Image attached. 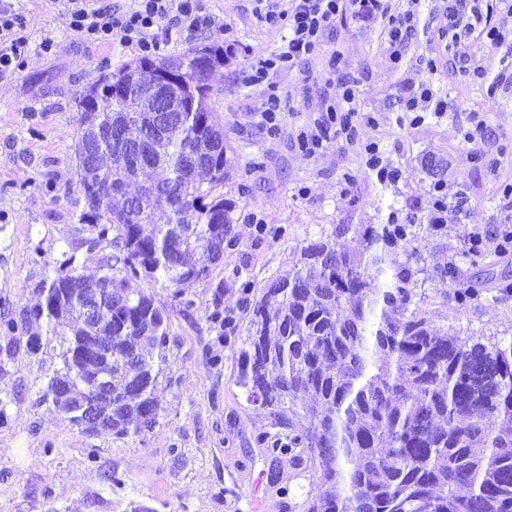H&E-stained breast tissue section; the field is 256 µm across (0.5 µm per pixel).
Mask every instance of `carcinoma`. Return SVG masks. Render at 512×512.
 Wrapping results in <instances>:
<instances>
[{"label":"carcinoma","mask_w":512,"mask_h":512,"mask_svg":"<svg viewBox=\"0 0 512 512\" xmlns=\"http://www.w3.org/2000/svg\"><path fill=\"white\" fill-rule=\"evenodd\" d=\"M147 65L180 78L184 112L144 141L152 116L132 77ZM222 66L224 49L200 43L179 58L140 59L104 75L121 93L91 85L79 97L75 206L93 236L67 244L37 285L38 303L0 331L12 338L31 321L44 323L45 336L27 337L26 346L38 363L48 349L59 363L44 372L38 400L88 434L136 438L161 418L156 391L171 381L169 314L130 283L160 282L189 312L184 285L209 277L234 242L232 206L219 192L224 130L207 105V70ZM114 125L129 137L107 136ZM133 147L165 177L131 193L139 171L124 159ZM415 227L443 229L370 224L360 252L313 240L260 295L242 284L249 318L238 337L236 385L268 421L257 439L263 453L307 475L302 512H512V344L448 335L423 308L411 260L384 267L386 249L411 243ZM82 247L102 252L95 276L79 270ZM440 277L460 309L484 298L482 288L461 287L454 262ZM101 294L97 315L86 317ZM207 320L223 338L236 332L218 291ZM86 341L112 354L75 359ZM97 381L101 423L91 427L79 399ZM490 419L497 428L487 427Z\"/></svg>","instance_id":"obj_1"}]
</instances>
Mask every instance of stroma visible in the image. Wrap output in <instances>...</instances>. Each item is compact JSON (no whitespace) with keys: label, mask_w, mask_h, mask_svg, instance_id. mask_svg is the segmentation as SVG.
I'll list each match as a JSON object with an SVG mask.
<instances>
[{"label":"stroma","mask_w":512,"mask_h":512,"mask_svg":"<svg viewBox=\"0 0 512 512\" xmlns=\"http://www.w3.org/2000/svg\"><path fill=\"white\" fill-rule=\"evenodd\" d=\"M211 25L168 40L162 57L176 58L206 40L223 47L225 62L210 81L208 103L224 128L230 165L224 198L233 208L236 244L209 279L185 288L194 302L184 311L171 289L138 281L170 314L174 340L171 386L159 387L160 424L144 436L88 435L47 405L36 402L41 369L24 340L0 335V512H125L130 501L152 512H288L287 501L302 502L305 477H292L287 464L272 466L256 436L266 422L247 406L235 383L236 345L218 340L206 316L216 286L224 288V309L246 325L241 288H264L291 267L310 240L334 242L337 229L353 251L367 225L400 223L433 209L429 159L443 161L449 194L465 196L463 221L443 232L420 236L415 246L397 243L388 260L405 262L411 248L421 254L425 308L454 336L495 337L512 343V296L488 292L475 307L457 311L447 302L448 284L439 267L461 259L470 233L484 236L483 252L499 255L494 269L472 266V279L493 272L512 283V252L500 254L488 230L512 220V85L495 94L460 71L465 60L487 61L500 70V54L483 42H450L439 33L444 0H421L420 22L401 66H393L382 24L363 26L337 19L327 50L293 72H273L260 85L246 80L255 54L274 52L279 31L257 17L253 0H202ZM28 52L19 71L0 77V318L17 316L37 301L35 288L52 274L67 243L89 237L71 204L77 193L75 142L79 94L104 72L140 58L120 41L91 46L70 30L56 0H22ZM52 51H43V43ZM339 52L342 69L358 80L357 107L363 118L358 140L331 139L316 155L301 136L337 101L340 89L329 80V54ZM448 100L444 114L404 124L399 102L425 79ZM290 103L276 130L260 124L257 108L268 92ZM486 117L489 137L472 144L467 134L475 116ZM377 144L398 171L381 183L365 166L364 147ZM41 256H34V247ZM279 469L290 482L289 498L272 487ZM123 475L110 484L109 473Z\"/></svg>","instance_id":"35a3bbf8"}]
</instances>
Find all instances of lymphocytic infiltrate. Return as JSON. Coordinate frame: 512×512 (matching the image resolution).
<instances>
[{
  "instance_id": "obj_1",
  "label": "lymphocytic infiltrate",
  "mask_w": 512,
  "mask_h": 512,
  "mask_svg": "<svg viewBox=\"0 0 512 512\" xmlns=\"http://www.w3.org/2000/svg\"><path fill=\"white\" fill-rule=\"evenodd\" d=\"M256 13L268 27L282 30L281 44L270 55L254 56L246 78L262 84L274 71H291L299 63L319 53L325 46L333 21L348 16L364 25L386 18V38L393 62H400L417 24L414 8L387 15L383 0H255ZM69 27L84 41L99 45L120 40L141 52H159L162 38L209 24L200 0H134L132 7L120 9L105 0H61ZM512 16V0H448L444 28L478 34L490 48L512 56V30L492 20L494 14ZM28 50L25 18L13 0H0V75L19 69ZM342 95L323 120L303 134L302 145L309 153L323 149L337 137L355 142L357 124L356 81L339 77Z\"/></svg>"
}]
</instances>
